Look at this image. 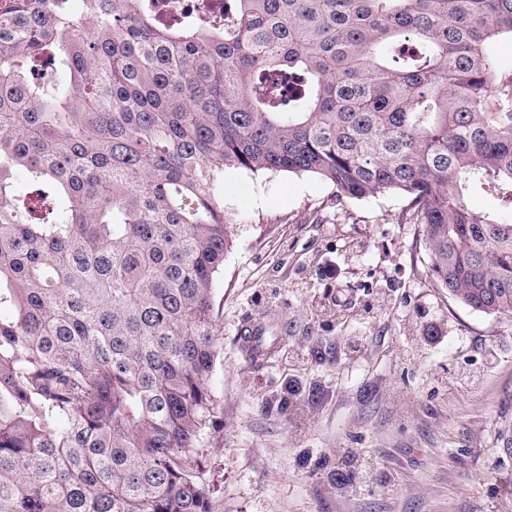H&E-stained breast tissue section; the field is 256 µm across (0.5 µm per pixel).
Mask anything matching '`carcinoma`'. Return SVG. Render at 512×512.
<instances>
[{"instance_id":"obj_1","label":"carcinoma","mask_w":512,"mask_h":512,"mask_svg":"<svg viewBox=\"0 0 512 512\" xmlns=\"http://www.w3.org/2000/svg\"><path fill=\"white\" fill-rule=\"evenodd\" d=\"M81 3L0 0V512H212L227 172L403 197L441 287L512 315V0ZM153 3L161 20L168 23L200 16L203 6L212 15H224L223 0H155Z\"/></svg>"}]
</instances>
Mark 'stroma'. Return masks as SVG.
I'll return each instance as SVG.
<instances>
[{
  "mask_svg": "<svg viewBox=\"0 0 512 512\" xmlns=\"http://www.w3.org/2000/svg\"><path fill=\"white\" fill-rule=\"evenodd\" d=\"M224 209L213 512H512V318L438 285L405 200L236 172Z\"/></svg>",
  "mask_w": 512,
  "mask_h": 512,
  "instance_id": "obj_1",
  "label": "stroma"
}]
</instances>
